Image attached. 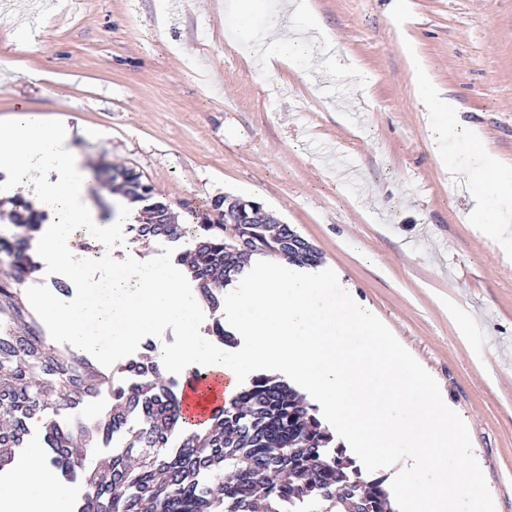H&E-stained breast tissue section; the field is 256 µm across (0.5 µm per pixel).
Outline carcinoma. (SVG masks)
<instances>
[{
  "instance_id": "obj_1",
  "label": "carcinoma",
  "mask_w": 512,
  "mask_h": 512,
  "mask_svg": "<svg viewBox=\"0 0 512 512\" xmlns=\"http://www.w3.org/2000/svg\"><path fill=\"white\" fill-rule=\"evenodd\" d=\"M107 183L147 214V222L129 225L131 243L173 239L186 245L176 261L187 265L209 310L208 335L227 346L236 339L220 316L224 286L243 274L252 257L310 266L321 260L290 225L267 224L249 208L247 216L224 222L226 196L189 210L181 224H159L170 206L141 174L114 168ZM13 206L18 233L0 237V470L36 433L49 449V465L83 473L78 512H349L351 504L356 512H391L383 480H364L315 406L283 381L252 377L199 428L181 418L178 393L162 376L152 345L109 374L60 348L21 298L20 285L38 269L27 239L42 214L23 200ZM242 239L250 251H240ZM115 375L127 379L116 389ZM104 389L112 391L106 413L83 419L81 406ZM61 414L72 417L68 425H60ZM115 433L123 450L106 468L77 452V442L93 448Z\"/></svg>"
}]
</instances>
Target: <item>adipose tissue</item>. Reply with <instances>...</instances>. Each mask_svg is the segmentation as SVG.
Here are the masks:
<instances>
[{"instance_id":"obj_1","label":"adipose tissue","mask_w":512,"mask_h":512,"mask_svg":"<svg viewBox=\"0 0 512 512\" xmlns=\"http://www.w3.org/2000/svg\"><path fill=\"white\" fill-rule=\"evenodd\" d=\"M232 44L248 59L266 70L276 63L292 62L302 54L318 50L335 52L336 44L323 29H316L311 41L288 37L278 16L271 17L265 34L250 25H241L230 34ZM414 94L428 113V123L436 133L433 149L451 181H462L473 201V221L488 230L503 224L500 202H512V170L501 167L481 139L469 144L481 158L478 173L462 174L447 150L449 138L462 128L456 103L442 96L437 86L415 68ZM73 129L65 123L43 119L29 107L17 106L6 121L0 122V171L5 179L0 190L15 194L19 188L34 186L36 209L55 212L54 222L41 225L36 244L41 252L55 257L59 271L71 281L85 280L89 268L104 259L131 252V244H116L112 225L137 223V208L118 204L112 224L100 223L89 198L86 180L87 157L72 146ZM95 241L96 252L86 254L84 264L73 263L81 239ZM182 267L155 259L127 264L114 276L106 294L82 307L81 311L62 306L47 298L42 302L44 317L55 327L57 336L80 355L99 356L104 368H111L114 353L133 339L148 335L159 324H176L190 335L185 353L169 356L173 365L183 363L223 374L224 394L232 396L240 384L237 362L217 358L208 341L196 333L201 304L194 289L185 287ZM111 327L108 336L89 331V324ZM68 498L55 470L45 464L40 446L27 451L25 466L8 489L0 490V512H67Z\"/></svg>"}]
</instances>
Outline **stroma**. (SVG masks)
Here are the masks:
<instances>
[{"instance_id": "obj_1", "label": "stroma", "mask_w": 512, "mask_h": 512, "mask_svg": "<svg viewBox=\"0 0 512 512\" xmlns=\"http://www.w3.org/2000/svg\"><path fill=\"white\" fill-rule=\"evenodd\" d=\"M225 0H0V119L18 103L92 128L90 194L142 174L178 220L219 196L259 202L315 245L438 382L465 422L495 512H512V257L470 217L412 92L413 63L512 168V0H306L336 59L267 72L227 38ZM40 26V38L15 37ZM365 73L356 84L349 69Z\"/></svg>"}]
</instances>
